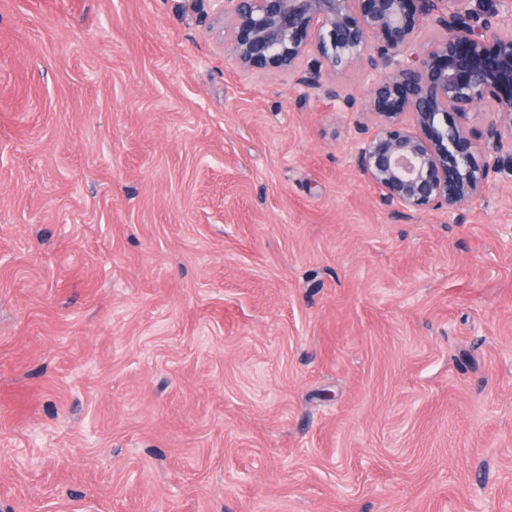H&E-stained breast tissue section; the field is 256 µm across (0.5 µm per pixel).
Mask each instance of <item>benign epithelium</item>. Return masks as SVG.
I'll return each mask as SVG.
<instances>
[{"instance_id":"obj_1","label":"benign epithelium","mask_w":512,"mask_h":512,"mask_svg":"<svg viewBox=\"0 0 512 512\" xmlns=\"http://www.w3.org/2000/svg\"><path fill=\"white\" fill-rule=\"evenodd\" d=\"M224 19L230 59L246 72L276 70L316 91L328 70H355L369 94L336 92L376 126L353 151L384 204L409 216L461 211L490 170L503 171L512 135V0H210ZM481 105L486 133L459 118ZM485 158L480 166L476 156Z\"/></svg>"}]
</instances>
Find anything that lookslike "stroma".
Returning <instances> with one entry per match:
<instances>
[{
	"label": "stroma",
	"instance_id": "obj_1",
	"mask_svg": "<svg viewBox=\"0 0 512 512\" xmlns=\"http://www.w3.org/2000/svg\"><path fill=\"white\" fill-rule=\"evenodd\" d=\"M342 86L0 0V512H512V176L394 214Z\"/></svg>",
	"mask_w": 512,
	"mask_h": 512
}]
</instances>
